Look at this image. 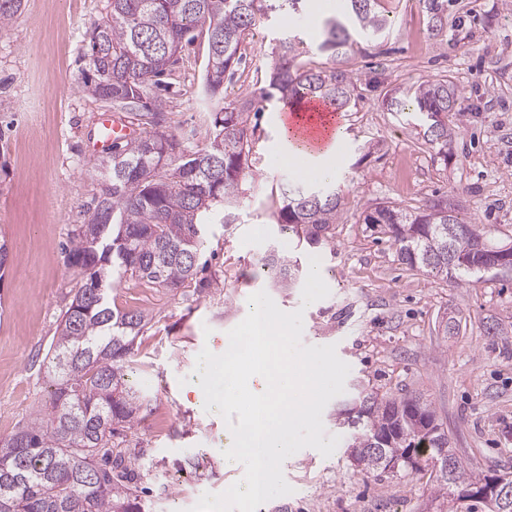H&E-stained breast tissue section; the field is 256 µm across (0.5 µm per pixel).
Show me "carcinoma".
I'll return each instance as SVG.
<instances>
[{
  "mask_svg": "<svg viewBox=\"0 0 512 512\" xmlns=\"http://www.w3.org/2000/svg\"><path fill=\"white\" fill-rule=\"evenodd\" d=\"M307 0H110L107 19L89 31L87 57L91 97L118 112H134L157 125L163 100L161 77L178 67L195 31L207 38L202 98L209 108L206 143L190 147L155 131L115 143L99 161L106 179L93 198L88 222L65 248L67 267L80 277L49 352L53 383L45 408L6 438H0V512H150L131 477L142 458L112 446L122 429L140 427L150 399L129 378L134 344L152 313L113 307L114 285L135 278L147 286L176 290L192 281L204 290L219 279L198 277L206 240L202 229L220 218L237 220L236 206L252 172V112L277 99L290 106L304 97L347 109L360 94L348 66L353 45L381 38L388 15L379 0H344V21L330 20L311 50L297 29ZM429 29L447 30L448 0H422ZM22 0H0V28L21 10ZM274 20L283 30L269 64L268 86L239 100H226L224 80L241 60V46L257 22ZM324 56L327 62L314 60ZM383 105L419 121L425 143L448 162L463 120L461 90L446 78L419 83L405 93L385 94ZM277 224L298 242L317 248L336 236L342 197L327 185L281 184ZM364 223L388 235L398 260L462 285L501 257L486 243L485 228L458 217L443 200L414 207L391 202L366 212ZM264 273L289 288L299 263L275 249ZM341 425L350 429V454L366 473L423 471L432 463L431 500L450 508L456 494L482 475L461 462L445 467L448 433L430 403L417 395L360 393Z\"/></svg>",
  "mask_w": 512,
  "mask_h": 512,
  "instance_id": "obj_1",
  "label": "carcinoma"
}]
</instances>
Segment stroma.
Wrapping results in <instances>:
<instances>
[{"label":"stroma","mask_w":512,"mask_h":512,"mask_svg":"<svg viewBox=\"0 0 512 512\" xmlns=\"http://www.w3.org/2000/svg\"><path fill=\"white\" fill-rule=\"evenodd\" d=\"M386 36L355 46L349 65L361 94L347 111L348 132L332 184L345 205L333 243L316 249L280 236L279 186L296 177L282 165L274 107L254 134L257 171L250 175L237 220L205 231L210 273L220 289L174 291L126 281L113 288L120 308H149L155 318L137 339L132 376L152 398V421L125 431L122 445L151 463L137 477L152 489L153 512H189L204 493L240 481L243 466L224 463L232 435L218 407L204 408L194 372L202 349L220 354L229 330L248 314L249 295L266 292L285 312L303 313L302 342L335 346L350 372L343 394L324 408L330 456L307 447L284 463L292 494L257 512H426L430 474H364L347 457L348 431L336 413L360 392L416 393L431 402L450 446L469 470L512 472V272L471 277L468 284L402 264L387 235L370 231L363 213L379 202L457 204L466 221L498 242L512 239V0H448V30L421 51L408 49L414 29H427L419 0H383ZM108 0H24L0 30V231L12 260L0 272V437L43 409L50 391L44 358L76 279L64 249L99 186L89 141L108 104L82 88L88 71L87 29L105 17ZM275 49L265 24L244 46L227 98L267 85ZM206 40L187 46L165 92L162 131L190 146L207 131L200 76ZM448 76L460 87L465 119L452 156L442 163L403 116L387 111V91ZM308 265L321 260L327 297L303 305L301 288L259 276L271 247Z\"/></svg>","instance_id":"obj_1"}]
</instances>
